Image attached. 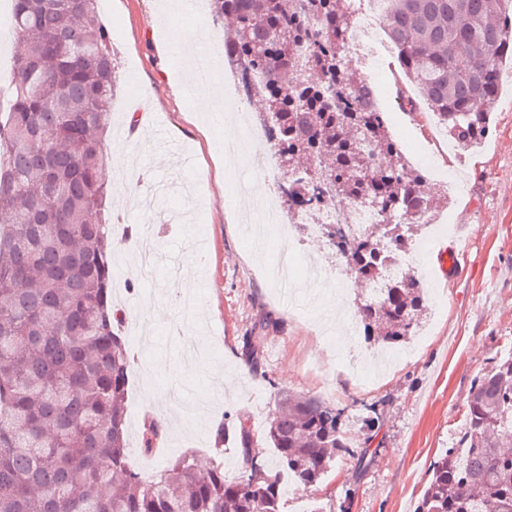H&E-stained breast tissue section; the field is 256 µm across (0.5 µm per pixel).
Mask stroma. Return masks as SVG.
I'll return each mask as SVG.
<instances>
[{"label": "stroma", "mask_w": 512, "mask_h": 512, "mask_svg": "<svg viewBox=\"0 0 512 512\" xmlns=\"http://www.w3.org/2000/svg\"><path fill=\"white\" fill-rule=\"evenodd\" d=\"M102 23L111 30L117 92L112 123L129 124L126 89L138 82L153 103L149 132L139 138L109 137V154L136 159L145 177L141 192L157 189L153 213L123 197L127 173L112 171L108 216H122L112 231V297L123 314L116 332L133 359L129 368L127 419L129 461L141 475L161 469L180 454L223 464L226 481L241 473L240 452L216 433L249 420L259 438L260 461L274 464L275 452L261 435L283 392L320 396L341 411L349 454L337 460L319 485L287 488L284 512H414L431 466L446 449L458 447L466 401L475 380L512 352V71L491 105L492 123L479 148L458 149L441 140L426 173L447 186L448 205L435 214V228H422L414 246L416 273L426 288L427 311L418 336L406 343L407 357L392 368L375 361L366 386L342 372L340 358L371 353L364 335L345 332L343 320L317 306L319 287L301 281L285 296L272 269L288 243L269 231L253 250L243 221L251 194L262 186L264 150L238 158L231 170L214 162L203 139L196 87L186 80L180 58L168 44L174 30L195 27L197 15L163 10V0H99ZM150 229L161 241L152 278L128 275L122 257L134 236ZM447 245L454 265L440 272L437 253ZM198 258L193 285L195 309L175 300L171 279ZM169 310L166 321L150 325L149 348L137 328L146 302ZM278 319L261 366L247 362L242 338L259 320ZM323 361V376L309 365ZM167 417L165 438L182 448L143 454L140 433L149 407ZM374 410V428L353 422Z\"/></svg>", "instance_id": "stroma-1"}]
</instances>
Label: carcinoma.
<instances>
[{"label":"carcinoma","instance_id":"obj_1","mask_svg":"<svg viewBox=\"0 0 512 512\" xmlns=\"http://www.w3.org/2000/svg\"><path fill=\"white\" fill-rule=\"evenodd\" d=\"M211 2L217 19L233 17V52L245 70L265 76L260 99L281 166L314 161L289 209L319 208L326 178L336 197L384 217L355 240L332 224L324 235L368 290L357 304L364 331L389 345L409 340L425 315L424 289L390 270L413 249L411 226L431 216L442 191L401 153L366 79L344 65L352 0ZM374 4L414 92L407 104L422 101L459 148L479 147L512 65V0ZM12 14L20 44L0 121V512H282L280 472L306 489L348 453L341 413L314 396L285 394L268 422L276 469L254 461L243 422L223 431L242 457L234 482L222 464L199 472L190 455L147 478L131 469V354L114 331L112 225L103 215L117 87L110 33L98 0H12ZM278 326L265 317L243 337L252 364ZM163 434L156 422L144 425L141 451L153 452ZM511 439L512 354L474 382L462 451L434 462L417 512H512Z\"/></svg>","mask_w":512,"mask_h":512}]
</instances>
